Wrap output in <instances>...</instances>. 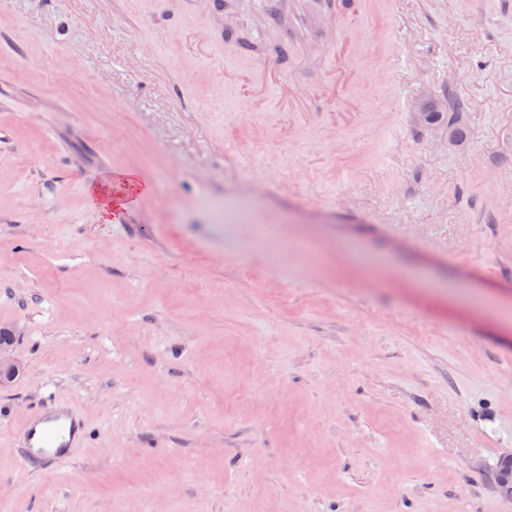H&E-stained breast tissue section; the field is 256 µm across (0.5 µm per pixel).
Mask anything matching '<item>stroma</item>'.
Here are the masks:
<instances>
[{"instance_id":"35a3bbf8","label":"stroma","mask_w":512,"mask_h":512,"mask_svg":"<svg viewBox=\"0 0 512 512\" xmlns=\"http://www.w3.org/2000/svg\"><path fill=\"white\" fill-rule=\"evenodd\" d=\"M382 2L390 83L330 94L248 4L0 0V512H512V0ZM51 397L90 434L44 475ZM150 190V185L141 179L136 171L127 170L91 185L88 194L102 217L107 219L111 214L133 206ZM87 433L88 422L73 402L49 399L22 428L19 454L30 467L63 463Z\"/></svg>"}]
</instances>
